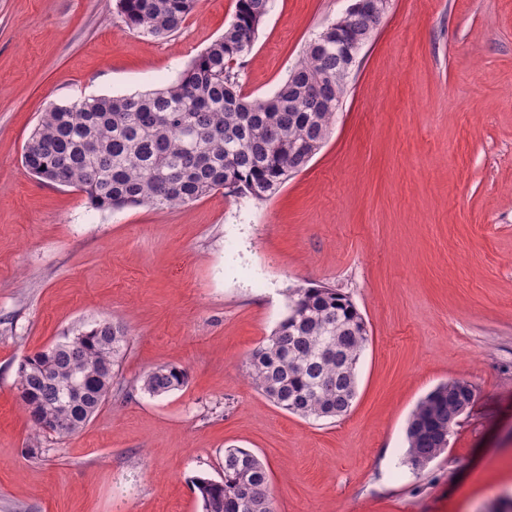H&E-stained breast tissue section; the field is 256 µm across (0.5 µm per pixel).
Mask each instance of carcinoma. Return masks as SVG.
Returning a JSON list of instances; mask_svg holds the SVG:
<instances>
[{
    "instance_id": "obj_1",
    "label": "carcinoma",
    "mask_w": 512,
    "mask_h": 512,
    "mask_svg": "<svg viewBox=\"0 0 512 512\" xmlns=\"http://www.w3.org/2000/svg\"><path fill=\"white\" fill-rule=\"evenodd\" d=\"M195 0H118L125 23L151 36L176 31ZM270 0H237L234 20L177 80L120 97H80L45 112L24 150L25 167L42 182L77 188L93 208L179 207L223 188L257 200L273 195L327 141L354 68L336 39L374 33L361 15L327 38L310 40L272 97L242 93L235 64L252 48ZM369 341L367 323L332 288H297L270 336L248 357L251 384L277 407L302 418L346 415L357 396V365ZM127 347L118 323L87 324L54 347L25 356L17 369L20 402L30 418L70 436L106 399ZM81 383L79 395L65 389ZM188 382L186 370L159 365L142 380L153 397ZM474 396L450 380L427 394L406 428L403 463L419 473L449 445L448 423ZM202 512H275L267 468L252 452L224 449L220 479L195 476Z\"/></svg>"
}]
</instances>
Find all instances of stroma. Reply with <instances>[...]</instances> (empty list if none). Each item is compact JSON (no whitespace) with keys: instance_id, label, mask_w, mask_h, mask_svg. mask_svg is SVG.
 <instances>
[{"instance_id":"1","label":"stroma","mask_w":512,"mask_h":512,"mask_svg":"<svg viewBox=\"0 0 512 512\" xmlns=\"http://www.w3.org/2000/svg\"><path fill=\"white\" fill-rule=\"evenodd\" d=\"M345 6L271 0L243 93L272 95ZM235 11L196 0L152 37L118 0H0V512H201L190 479L218 477L228 448L265 463L276 512H512V0H388L328 140L267 200L97 211L25 168L51 106L169 85ZM318 286L369 330L336 419L245 377L289 292ZM104 320L129 337L117 385L77 434L35 436L19 362ZM158 365L187 384L144 393ZM452 379L474 397L413 473L407 419Z\"/></svg>"}]
</instances>
